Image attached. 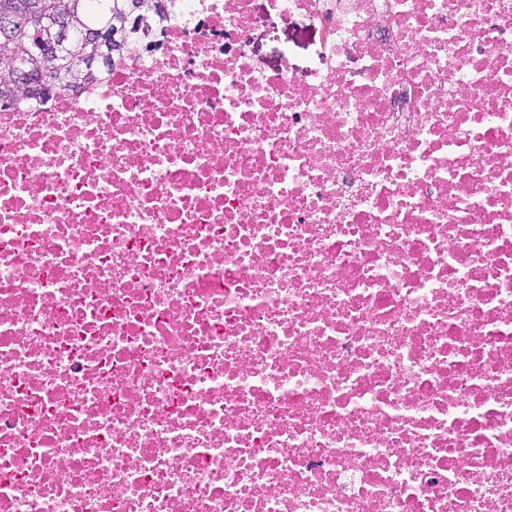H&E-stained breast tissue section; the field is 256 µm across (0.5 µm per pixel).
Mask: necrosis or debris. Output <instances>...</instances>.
Returning a JSON list of instances; mask_svg holds the SVG:
<instances>
[{"mask_svg":"<svg viewBox=\"0 0 512 512\" xmlns=\"http://www.w3.org/2000/svg\"><path fill=\"white\" fill-rule=\"evenodd\" d=\"M270 4L0 104V512H512V0ZM254 25L250 49L270 70L288 64L291 71L304 75L317 61L319 36L301 18L288 23L270 10L267 0H254Z\"/></svg>","mask_w":512,"mask_h":512,"instance_id":"obj_1","label":"necrosis or debris"}]
</instances>
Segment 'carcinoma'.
Wrapping results in <instances>:
<instances>
[{
  "mask_svg": "<svg viewBox=\"0 0 512 512\" xmlns=\"http://www.w3.org/2000/svg\"><path fill=\"white\" fill-rule=\"evenodd\" d=\"M72 0H0V11H18L16 32L8 41L0 40V63L14 67L21 56L32 79V89L25 93L18 88L14 76L0 79V103H14L35 99L46 91H68L70 87L53 80L44 45L53 38L54 30L48 26L37 28L21 10L30 6L47 22L67 15L75 36L68 49L72 65L80 70L75 87L95 81L111 59L125 52L139 36L147 33L165 12L149 14L141 22L132 20L129 0H80V8L71 9Z\"/></svg>",
  "mask_w": 512,
  "mask_h": 512,
  "instance_id": "cac0c4a2",
  "label": "carcinoma"
}]
</instances>
